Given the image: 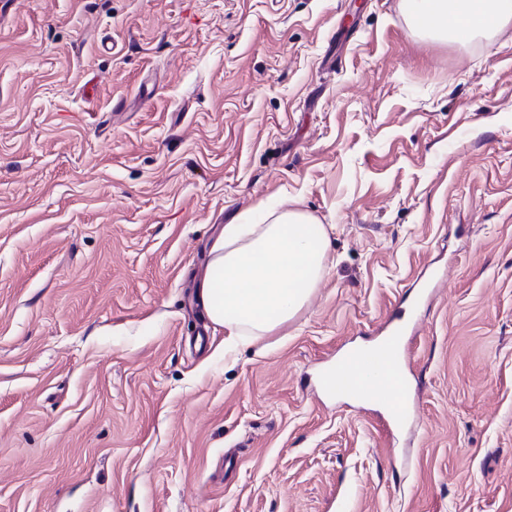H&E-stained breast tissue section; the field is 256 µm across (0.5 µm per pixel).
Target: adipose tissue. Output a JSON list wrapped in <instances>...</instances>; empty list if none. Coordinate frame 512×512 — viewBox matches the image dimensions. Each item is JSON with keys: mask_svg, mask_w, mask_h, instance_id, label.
<instances>
[{"mask_svg": "<svg viewBox=\"0 0 512 512\" xmlns=\"http://www.w3.org/2000/svg\"><path fill=\"white\" fill-rule=\"evenodd\" d=\"M412 36L461 43L512 21V0H402ZM328 229L299 210L264 204L225 225L199 285L227 345L271 334L307 304L326 269Z\"/></svg>", "mask_w": 512, "mask_h": 512, "instance_id": "1", "label": "adipose tissue"}]
</instances>
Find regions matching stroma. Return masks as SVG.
<instances>
[{"instance_id":"obj_1","label":"stroma","mask_w":512,"mask_h":512,"mask_svg":"<svg viewBox=\"0 0 512 512\" xmlns=\"http://www.w3.org/2000/svg\"><path fill=\"white\" fill-rule=\"evenodd\" d=\"M262 202L326 272L228 352L195 285ZM395 316L401 428L317 386ZM0 512H512V22L0 0Z\"/></svg>"}]
</instances>
